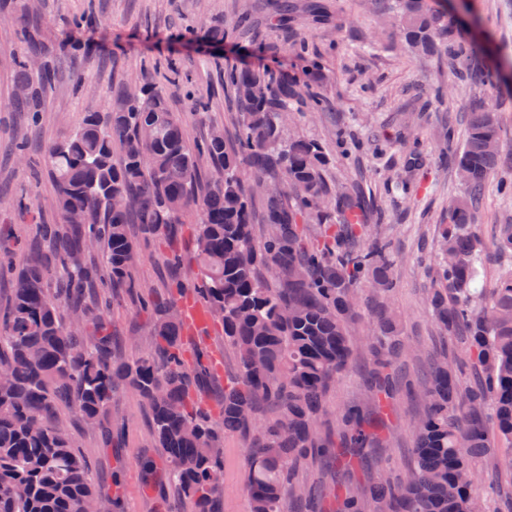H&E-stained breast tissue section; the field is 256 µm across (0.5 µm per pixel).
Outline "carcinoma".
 <instances>
[{
  "label": "carcinoma",
  "instance_id": "cac0c4a2",
  "mask_svg": "<svg viewBox=\"0 0 512 512\" xmlns=\"http://www.w3.org/2000/svg\"><path fill=\"white\" fill-rule=\"evenodd\" d=\"M392 5L409 48L428 55L450 50L455 30L448 14L428 0ZM24 15L15 65L17 86L27 93L14 95L12 111L35 127L55 70L33 33L37 15ZM33 58L43 60L37 74ZM224 78L237 114L232 139L214 129L189 147L164 93L145 78L111 111L85 112L69 136L45 151L59 221L35 225L33 247L48 249L51 266L31 256L15 269L10 302L0 310V367L9 371L0 382V512H83L98 497L90 464L60 428L57 412L68 405L85 424L97 425L121 386L147 401L153 447L194 512H215L227 432L250 438L249 512H284L288 496L301 512H319L320 491L286 488L285 469L326 452L317 430L322 395L355 350L348 325L364 282L383 299L373 334L362 343L373 360L369 392L376 412L344 410L336 460L349 470L365 449L385 442L384 416L398 387L393 366L407 338L385 302L394 288L389 244L380 237L360 242L374 202L356 190L332 191L322 146L285 136L299 96L286 76L231 65ZM497 144V113H471L455 155L469 198L448 205L438 244L451 262L439 266L428 297L440 329L463 338L467 360L484 378L463 386L460 364L440 356L421 385L425 411L415 426L414 468L400 482L379 478L363 486L360 496L345 490L336 496V512H469L476 499L473 464L499 443L512 445V273L491 289L488 305L473 302L485 261L474 204L498 168ZM199 154L212 167L207 182L198 175ZM246 171L254 183L279 188L256 195ZM191 210L197 212L191 234L197 272L173 281L175 297L156 305L133 275L137 245L129 225H139L144 237L174 239ZM310 222L320 224L313 236L302 228ZM118 292L149 311L153 348L133 362L109 350L104 315ZM190 296L222 323L239 362L215 415L191 400L192 391L217 381L209 354L195 348L186 356L183 318L170 317ZM91 330L99 333L93 342ZM265 404L276 413L258 426Z\"/></svg>",
  "mask_w": 512,
  "mask_h": 512
}]
</instances>
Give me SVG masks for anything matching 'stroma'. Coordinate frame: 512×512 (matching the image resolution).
I'll return each mask as SVG.
<instances>
[{"label": "stroma", "instance_id": "obj_1", "mask_svg": "<svg viewBox=\"0 0 512 512\" xmlns=\"http://www.w3.org/2000/svg\"><path fill=\"white\" fill-rule=\"evenodd\" d=\"M470 13L452 24L461 42L497 70L494 81L463 80L445 55L410 51L399 37L400 21L382 0H290L280 13L274 0H32L39 7L40 35L83 61L85 85L74 91L64 80L48 88L46 110L31 145V158L70 133L89 110L110 111L122 89L152 76L179 119L188 145H196L213 127L234 135L233 95L224 85L226 65L271 68L287 75L301 94L288 119V130L318 141L329 159L326 176L344 191L359 186L383 211L379 232L397 257L396 287L389 307L409 339L396 370L406 380L427 371L443 337L432 320L427 296L441 261L436 252L438 227L450 199L467 195L452 158L460 143L448 142V127L464 128L470 112L481 108L500 117L499 172L505 192L488 187L476 213L488 259L480 270L481 287L494 288L512 272V256L498 255L493 240L498 225L512 224V0H470ZM15 10L0 12V199L23 197L31 211L48 222L58 219L51 178L32 181L14 153L13 136L24 133L10 110L16 87L12 55L19 47ZM325 101L312 111L309 93ZM349 134L338 145L336 133ZM175 241L143 246L134 274L158 297L167 295L170 250L185 254L184 273L196 268L190 258L193 216L183 218ZM145 315L130 300L112 310L109 330L113 354L135 360L151 349ZM371 360L358 350L323 397L318 429L336 438V423L351 404L374 407L367 388ZM424 412L417 393L399 392L385 419L386 444L365 452L350 472L322 459L300 466L294 480L323 486L334 495L346 485L377 477H404L413 464L414 426ZM62 430L75 441L94 469L102 496L120 500L122 512H192L152 446L148 403L134 392L117 389L106 428L84 424L68 409L58 413ZM246 440L224 437L223 492L217 512H248L243 485ZM512 449L503 448L478 462L477 492L487 512H512V498L489 492L488 478L512 489V469L504 465Z\"/></svg>", "mask_w": 512, "mask_h": 512}]
</instances>
